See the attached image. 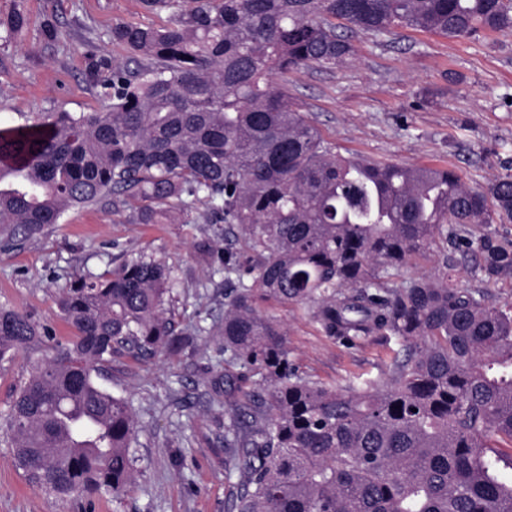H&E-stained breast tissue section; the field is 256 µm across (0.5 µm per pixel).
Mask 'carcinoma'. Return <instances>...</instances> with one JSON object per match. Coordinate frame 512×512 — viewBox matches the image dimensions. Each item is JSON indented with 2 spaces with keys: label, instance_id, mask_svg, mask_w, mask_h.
Here are the masks:
<instances>
[{
  "label": "carcinoma",
  "instance_id": "carcinoma-1",
  "mask_svg": "<svg viewBox=\"0 0 512 512\" xmlns=\"http://www.w3.org/2000/svg\"><path fill=\"white\" fill-rule=\"evenodd\" d=\"M168 24L112 23L127 52L87 51L85 81L109 72L108 101L0 129V246L21 249L72 207L100 205L130 224H167L208 204L207 224L240 226L248 251L197 249L224 272V363L266 397L224 422L231 512H512V305L453 279L512 282V240L472 224L512 223V173L474 190L453 166L346 158L288 102L274 76L333 69L350 35L400 26L449 38L512 33V0H142ZM0 19V42L27 27ZM432 255L437 270L401 269ZM172 279L140 256L77 272L59 308L70 346L33 363L7 431L30 484L60 495L135 483L137 427L128 402L97 381L102 365L176 351ZM301 306L354 344L401 346L376 382L326 386L293 367L281 323L259 302ZM26 314L0 307V359L40 343Z\"/></svg>",
  "mask_w": 512,
  "mask_h": 512
}]
</instances>
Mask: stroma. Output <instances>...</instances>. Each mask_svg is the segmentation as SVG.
I'll return each instance as SVG.
<instances>
[{"label":"stroma","instance_id":"obj_1","mask_svg":"<svg viewBox=\"0 0 512 512\" xmlns=\"http://www.w3.org/2000/svg\"><path fill=\"white\" fill-rule=\"evenodd\" d=\"M23 7L28 25L0 44V128L50 112H89L107 100L104 84L84 81L88 45L102 46L115 21L159 27L164 13L140 0H0V17ZM70 39L46 42L45 19ZM352 52L334 69H296L281 75L294 107L304 112L337 153L405 165H451L479 188L512 158V35L482 32L448 38L397 28L375 40L357 34ZM174 214L168 224H129L100 207L70 209L18 251H0V307L30 316L47 329L42 344L0 362V512H228L237 483L227 480L224 422L229 408L263 393L224 363V276L198 263L204 240L245 247L242 232ZM151 255L174 278L170 303L176 330H192L189 344L147 359L115 355L100 382L129 401L139 428L134 487L108 494L63 496L32 488L6 437V414L30 363L67 347L75 331L57 293L70 273H100L124 260ZM286 331L296 370L343 388L376 379L390 366L396 342L369 337L354 345L325 336L297 306L261 303Z\"/></svg>","mask_w":512,"mask_h":512}]
</instances>
